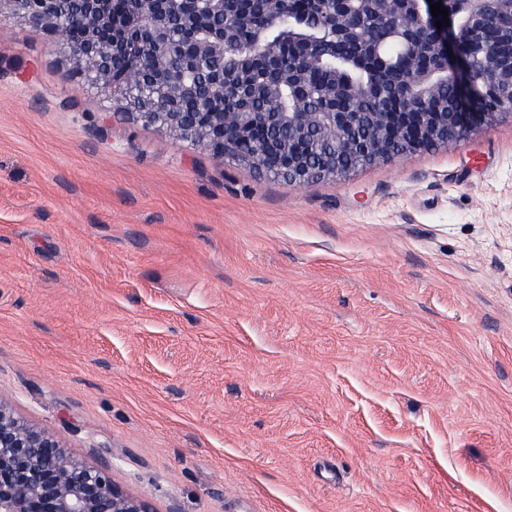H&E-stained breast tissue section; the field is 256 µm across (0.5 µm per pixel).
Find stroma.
<instances>
[{
  "mask_svg": "<svg viewBox=\"0 0 512 512\" xmlns=\"http://www.w3.org/2000/svg\"><path fill=\"white\" fill-rule=\"evenodd\" d=\"M0 401L150 512H512V118L296 187L0 23Z\"/></svg>",
  "mask_w": 512,
  "mask_h": 512,
  "instance_id": "obj_1",
  "label": "stroma"
}]
</instances>
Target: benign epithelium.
<instances>
[{
	"label": "benign epithelium",
	"mask_w": 512,
	"mask_h": 512,
	"mask_svg": "<svg viewBox=\"0 0 512 512\" xmlns=\"http://www.w3.org/2000/svg\"><path fill=\"white\" fill-rule=\"evenodd\" d=\"M81 8L78 22L83 39L75 43L61 19L66 6ZM442 2L448 10L449 25L435 26L443 16H432L430 3ZM142 4L135 30L122 44L144 42L142 55H127L132 71L177 70L194 59L222 56L234 42V29L215 25L211 15L232 13L243 19L231 0H137ZM467 17L448 9V0H335L336 46L355 45L357 55L373 48L361 22L369 14L386 29L387 38L400 40L410 49L399 68L379 67L375 89L387 88L395 99L419 105L414 112L365 111L360 89L338 81L322 94L326 111H304L307 73L328 55L326 43H308L292 63L289 86L294 97L284 112H205L216 96L239 94L241 88L222 75L205 81L196 95L199 112H168V100L180 97L184 87L169 85L167 97L155 103L156 112H132L135 121L155 126L174 139L202 146L216 158H231L260 174L275 168L288 184L305 186L321 179L346 175L336 155L320 162L301 151L311 139L331 141L342 154H357L362 166H371L425 148L444 146L466 137L503 117L512 118V0H459ZM112 0H0V22L19 21L45 31L57 52L70 65L69 72L85 85L112 101L119 96L112 86V58L119 43L114 37ZM478 15L483 29L491 34L485 48L486 76H473L469 50L473 33L469 16ZM282 53L275 44L265 43L254 59L262 72L281 68ZM410 72V86L401 75ZM448 89L451 107L440 111L437 89ZM259 126L263 145L246 151L244 132ZM0 512H149L146 504L119 491L105 468L88 466L70 455L55 438L17 418L0 403Z\"/></svg>",
	"instance_id": "1"
}]
</instances>
